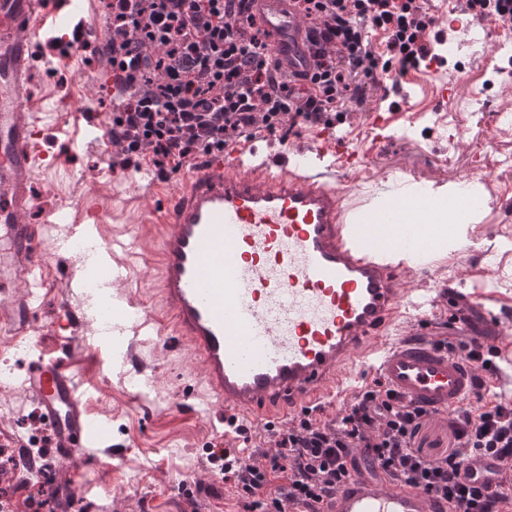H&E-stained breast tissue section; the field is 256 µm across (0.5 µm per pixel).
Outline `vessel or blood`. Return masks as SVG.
Masks as SVG:
<instances>
[{"label":"vessel or blood","instance_id":"b4317fda","mask_svg":"<svg viewBox=\"0 0 512 512\" xmlns=\"http://www.w3.org/2000/svg\"><path fill=\"white\" fill-rule=\"evenodd\" d=\"M50 12L44 0H0V239L13 269L28 283L9 303L11 334L27 335L42 295L41 224L67 221L91 234L106 214L87 205L68 216L41 208L32 183L47 156L27 93L41 48L69 43L79 55L85 31L73 17L87 0H67ZM268 31L267 52L291 70L310 63L306 31L289 0H253ZM67 134L89 138L106 123L73 108ZM365 150L333 129L315 131L308 146L268 152L250 142L206 155L178 185L159 189L150 212L159 239L160 311L141 308L122 320L101 309L113 331L129 332L130 347L186 345L199 366L186 398L205 392L224 414V449L242 458L244 427H276L306 410L331 414L355 383L380 380L405 402L443 415L473 395L472 368L431 340L438 298L433 289L402 288V276L447 251L436 225L422 223L423 197L396 180L379 201H349L339 183L364 166ZM39 213L40 225L27 222ZM142 258L141 236L112 237L88 267L105 289L125 283ZM83 381L53 363H36L21 387L37 399L52 430L50 454L62 462L107 443L108 429L90 417ZM495 458L476 454L469 477H496ZM319 512H448L446 499L361 465Z\"/></svg>","mask_w":512,"mask_h":512}]
</instances>
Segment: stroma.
Instances as JSON below:
<instances>
[{
    "instance_id": "1",
    "label": "stroma",
    "mask_w": 512,
    "mask_h": 512,
    "mask_svg": "<svg viewBox=\"0 0 512 512\" xmlns=\"http://www.w3.org/2000/svg\"><path fill=\"white\" fill-rule=\"evenodd\" d=\"M429 7L435 69L421 66L403 74L394 66L377 79H355L361 100L349 104L340 132L361 148L374 134V113L388 110L396 120L388 140L370 148L363 170L344 176V187L367 198L398 176L425 192L452 184L475 192L483 206L478 223L461 227L466 244L428 272L408 277L406 285L456 290L465 296L473 324L482 323L489 307L512 326V41H500L492 25L449 26L438 0H430ZM86 20L91 31L84 52L71 60L57 50L53 65L39 68L29 85L41 148L55 160L35 178L34 191L47 206L69 211L90 199L99 202L108 212L97 233L104 244L148 218L155 188L113 168L111 156L97 143L76 148L57 132L71 105L101 115L112 110L100 84L106 69L94 54L104 25L100 0H90ZM445 84L458 88L448 101L436 95ZM71 237L70 225L53 224L40 242L46 295L30 334L13 336L0 329V357L8 358L10 368L8 384L0 387V444L17 449L31 442V428L41 415L36 400L21 391V381L39 359H55L84 376L82 404L109 424L112 455L72 463L43 457L49 479L41 492L53 512H244L223 474L200 466L215 440L220 413L205 409L201 399L182 400L186 378L197 368L193 350H156L152 402H137L138 388L122 363L121 338H101L105 325L90 312L80 254L56 257L62 241ZM156 274L150 249L122 285L118 309L127 310L130 296L157 305ZM62 277L74 284L63 299L55 287ZM62 301L82 324L61 326Z\"/></svg>"
}]
</instances>
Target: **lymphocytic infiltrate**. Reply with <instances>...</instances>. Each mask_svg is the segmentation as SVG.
I'll return each mask as SVG.
<instances>
[{
    "label": "lymphocytic infiltrate",
    "instance_id": "f902f5d3",
    "mask_svg": "<svg viewBox=\"0 0 512 512\" xmlns=\"http://www.w3.org/2000/svg\"><path fill=\"white\" fill-rule=\"evenodd\" d=\"M307 23L313 65L288 71L271 64L251 0H103L105 37L96 49L116 96L107 135L121 166L146 160L179 171L230 143L300 124L331 126L351 102L352 77L399 64L419 67L430 54L428 0H292ZM439 347L455 352L486 390L501 351L475 338ZM429 413L384 393L379 383L356 392L338 416L258 433L247 458L218 460L246 512H293L336 493L351 458L376 463L396 480L443 496L460 512H499L512 495L462 482L482 451L512 473V399L450 410L446 448L427 452L420 435ZM274 451H267V444Z\"/></svg>",
    "mask_w": 512,
    "mask_h": 512
}]
</instances>
